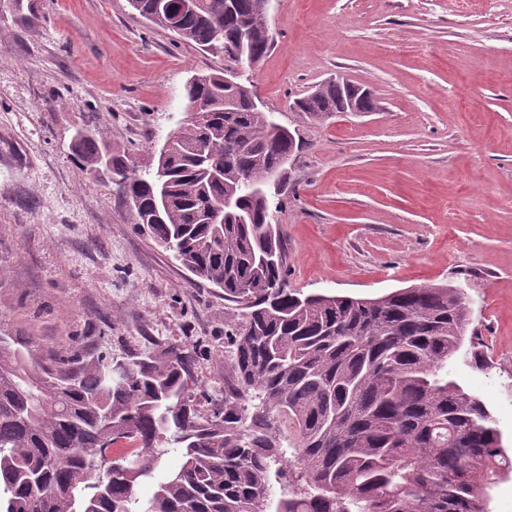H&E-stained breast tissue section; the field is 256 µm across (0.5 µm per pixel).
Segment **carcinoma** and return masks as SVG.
<instances>
[{
	"label": "carcinoma",
	"mask_w": 512,
	"mask_h": 512,
	"mask_svg": "<svg viewBox=\"0 0 512 512\" xmlns=\"http://www.w3.org/2000/svg\"><path fill=\"white\" fill-rule=\"evenodd\" d=\"M14 21L39 22L33 0H10ZM146 20L232 66L257 68L272 35L256 0H131ZM186 119L153 171L98 130L73 137L78 160L106 175L137 223L171 246L196 278L224 292L240 318L224 399L207 393L185 344L159 346L121 366L107 357L29 366L31 336L0 334V512H488L490 489L512 471L497 420L455 379L451 364L489 359L458 288H402L375 298L305 295L288 287L287 255L269 198L257 187L298 149L271 128L224 72L185 85ZM345 86L294 101L322 120ZM169 205L153 222L156 178ZM237 206L229 215L224 199ZM274 255V261L262 257ZM130 459L104 482L91 463L106 449ZM179 462L154 481L170 450ZM153 484L151 496L137 495Z\"/></svg>",
	"instance_id": "obj_1"
}]
</instances>
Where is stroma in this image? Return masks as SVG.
<instances>
[{"instance_id":"obj_1","label":"stroma","mask_w":512,"mask_h":512,"mask_svg":"<svg viewBox=\"0 0 512 512\" xmlns=\"http://www.w3.org/2000/svg\"><path fill=\"white\" fill-rule=\"evenodd\" d=\"M37 2L36 27L0 15V329L33 337L43 356L187 344L209 412L237 312L88 174L72 137L100 130L151 168L185 117L188 79L224 61L129 0ZM267 19L273 43L252 90L302 144L271 200L289 288H461L491 364L458 360L454 376L511 451L512 0H269ZM336 76L369 90L377 111L292 112Z\"/></svg>"}]
</instances>
